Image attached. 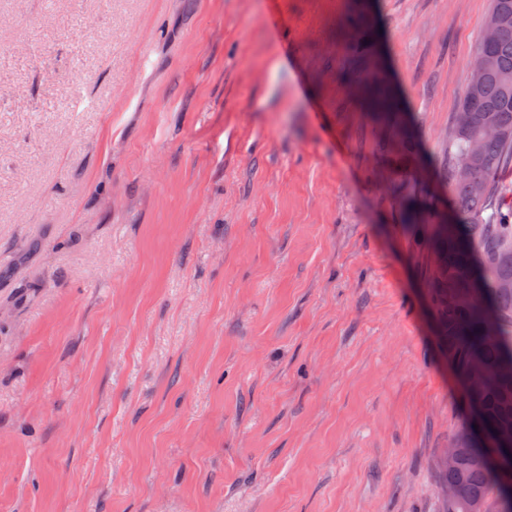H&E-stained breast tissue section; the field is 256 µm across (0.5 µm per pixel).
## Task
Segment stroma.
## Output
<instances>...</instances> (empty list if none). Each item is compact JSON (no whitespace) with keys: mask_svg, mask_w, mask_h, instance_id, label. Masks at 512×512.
Listing matches in <instances>:
<instances>
[{"mask_svg":"<svg viewBox=\"0 0 512 512\" xmlns=\"http://www.w3.org/2000/svg\"><path fill=\"white\" fill-rule=\"evenodd\" d=\"M347 0H0V512H437L465 405ZM490 0H375L425 185Z\"/></svg>","mask_w":512,"mask_h":512,"instance_id":"35a3bbf8","label":"stroma"}]
</instances>
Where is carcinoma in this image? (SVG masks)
Returning a JSON list of instances; mask_svg holds the SVG:
<instances>
[{
  "mask_svg": "<svg viewBox=\"0 0 512 512\" xmlns=\"http://www.w3.org/2000/svg\"><path fill=\"white\" fill-rule=\"evenodd\" d=\"M486 20L495 21V32L480 39L474 53L484 63L481 79L466 87L460 119L448 132L453 213L442 224L439 201L416 212L406 202L410 218L429 225L430 301L459 373L470 362L491 373L512 366V287H502L512 283V209L503 210L498 182L512 168V0H491ZM342 23L354 30L342 45V73L403 169L422 167L402 99L384 77L368 75L377 32L354 3ZM463 159L469 174L459 178L454 167ZM463 398L479 402L481 412L451 439L458 450L455 465L437 472L439 484L458 489L456 499L440 500L439 512H473L476 505L482 512H512V502L501 498L502 484L512 481V374L502 376L494 391L465 392ZM488 454L497 455L502 467L484 466L480 459Z\"/></svg>",
  "mask_w": 512,
  "mask_h": 512,
  "instance_id": "1",
  "label": "carcinoma"
}]
</instances>
